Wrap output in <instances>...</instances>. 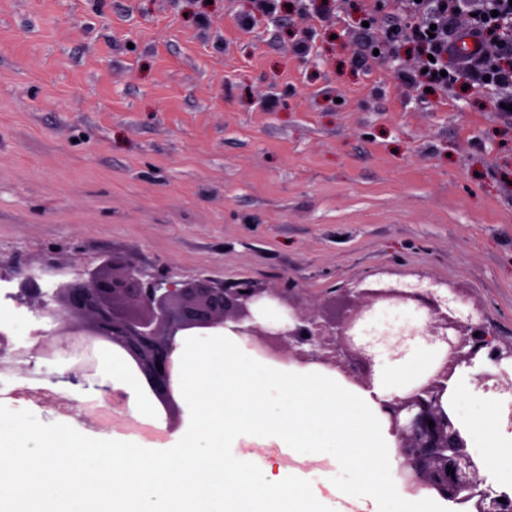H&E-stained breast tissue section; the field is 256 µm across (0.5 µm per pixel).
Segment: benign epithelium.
Here are the masks:
<instances>
[{"instance_id": "benign-epithelium-1", "label": "benign epithelium", "mask_w": 512, "mask_h": 512, "mask_svg": "<svg viewBox=\"0 0 512 512\" xmlns=\"http://www.w3.org/2000/svg\"><path fill=\"white\" fill-rule=\"evenodd\" d=\"M418 279L396 286L361 288L329 297L318 308H303L280 288H264L242 278L214 286L207 280L185 281L149 275L119 259L56 284L51 301L35 275H24L13 294L51 328L40 335L37 350L49 359L62 351L82 356L99 344L117 346L129 357L152 394L177 426L174 390L178 341L190 334L222 331L248 338V347L288 363H316L343 374L361 387L371 386L374 355L369 344H356L365 312L376 303H416L426 308L422 336L449 349V356L417 380L410 391L381 402L396 438L398 475L410 472L421 486L464 512H507L508 504L478 492V468L448 402V378L461 367L512 365V342L499 339L484 311L435 289L439 282ZM162 369H157V365ZM476 388L512 394L506 373L476 375ZM434 426H429L428 421Z\"/></svg>"}]
</instances>
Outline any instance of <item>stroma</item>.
<instances>
[{"mask_svg":"<svg viewBox=\"0 0 512 512\" xmlns=\"http://www.w3.org/2000/svg\"><path fill=\"white\" fill-rule=\"evenodd\" d=\"M415 23L410 0H0V266L47 290L115 255L312 308L423 274L512 340V86L427 85ZM7 307L26 356L0 401L169 449L142 433L163 413L90 424L83 384L35 355L37 318ZM238 452L330 467L272 440Z\"/></svg>","mask_w":512,"mask_h":512,"instance_id":"stroma-1","label":"stroma"}]
</instances>
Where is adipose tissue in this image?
I'll return each mask as SVG.
<instances>
[{"label": "adipose tissue", "mask_w": 512, "mask_h": 512, "mask_svg": "<svg viewBox=\"0 0 512 512\" xmlns=\"http://www.w3.org/2000/svg\"><path fill=\"white\" fill-rule=\"evenodd\" d=\"M103 373L113 390L126 396L138 413L154 414L153 405L141 394L140 385L127 364L119 357H106ZM452 407L460 421L462 437L475 452L481 477L495 486L512 488V423L491 395L475 391L468 376L459 371L448 382Z\"/></svg>", "instance_id": "1"}]
</instances>
